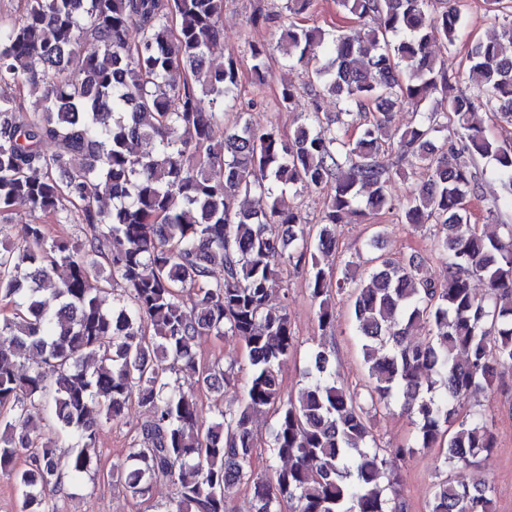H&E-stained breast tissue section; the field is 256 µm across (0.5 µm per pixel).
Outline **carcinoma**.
<instances>
[{
  "mask_svg": "<svg viewBox=\"0 0 512 512\" xmlns=\"http://www.w3.org/2000/svg\"><path fill=\"white\" fill-rule=\"evenodd\" d=\"M435 2L340 0L363 26L357 37L299 23L313 0H286L284 64L309 66L307 89L340 104L336 118L305 117L288 138L241 111L221 126L240 85L234 59L209 62L224 0H25L0 24V84L17 90L0 95V215L24 205L60 224L73 207L84 232L75 245L45 224H22L0 245V298L14 306L0 320V474L18 490L17 512H62L42 486H61L64 473L82 480L101 423L134 400L149 414L108 478L137 502L173 484L168 512H229L242 488L254 512H407L387 455L404 459L413 448L377 443L367 414L381 404L414 416L416 447L439 449L450 470L491 454L493 423L463 408L512 366V225L504 237L481 231L466 203L483 199L491 179L501 192L489 214L512 209V145L474 122L480 108L512 124V13L497 37L470 42L471 92L450 98L452 74L430 48L455 46L465 17L460 0L445 10ZM87 40L96 50L73 71ZM250 50L262 84L267 50ZM40 83L29 110L24 90ZM407 101L423 111L393 133L391 112ZM357 112L372 118L353 133ZM387 143L426 171L403 201L388 191ZM479 158L489 167L477 169ZM330 182L319 223L305 227L287 197ZM103 191L109 209L99 206ZM382 211L435 228L442 279L416 255L404 265L372 256L365 284L347 263L322 266L336 225ZM301 267L321 331L336 321V296L347 295L367 364L362 392L339 383L334 350L322 343L307 355L303 386L282 393L279 368L297 337L288 290L272 308L268 284ZM419 330L422 342L412 339ZM208 336L245 342L250 377L235 410L223 407L230 373L198 358ZM184 370L196 378L188 391L176 379ZM203 392L214 397L209 421ZM267 412L284 465L260 475L253 420ZM36 415L53 419L54 436L29 429ZM62 438L73 440L65 456L56 452ZM430 512H496L493 489L447 478L434 485Z\"/></svg>",
  "mask_w": 512,
  "mask_h": 512,
  "instance_id": "obj_1",
  "label": "carcinoma"
}]
</instances>
